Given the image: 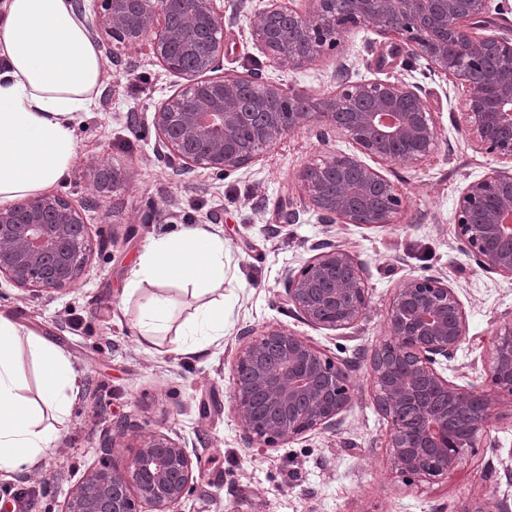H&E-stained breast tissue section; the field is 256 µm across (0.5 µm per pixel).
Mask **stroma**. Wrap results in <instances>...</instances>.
Listing matches in <instances>:
<instances>
[{"label":"stroma","instance_id":"stroma-1","mask_svg":"<svg viewBox=\"0 0 512 512\" xmlns=\"http://www.w3.org/2000/svg\"><path fill=\"white\" fill-rule=\"evenodd\" d=\"M262 0H224L236 13L224 30V70L242 74L261 67L270 81L305 94L310 106L338 88L335 61L323 54L306 68L283 70L253 45L249 30ZM393 40L361 24L348 30L343 49L354 80L399 78L419 83L441 127L434 153L413 165L378 163L406 197L392 225L319 224L300 191L304 169L327 152L352 153L345 137L320 145L308 128L264 149L255 162L228 176L196 169L172 174L156 158L152 112L176 89L146 50L132 64L109 70L94 111L80 115L77 153L53 193L82 214L91 247L80 285L34 294L0 281V311L60 347L80 376L81 391L69 414L54 426L58 438L37 467L0 471V504L20 512H62L67 494L92 471L126 468L133 436L115 439L128 420L136 435L160 432L178 439L193 459V488L175 512H458L469 502L512 505V411L502 410L490 436L497 449L479 447L446 481L404 482L391 467V424L378 410L371 356L384 341V319L398 285L410 276H439L464 304L468 339L448 368L450 380L488 389L487 343L512 310V282L469 265L457 249L455 208L461 190L493 165L456 126L467 95L458 81L429 74L423 63L407 67L408 47L391 55ZM126 170L128 182L97 188L99 166ZM293 203L295 224L279 211ZM149 223H142V216ZM211 225L224 238V283L199 296L173 283H142L125 294L129 271L149 240L187 223ZM329 238L364 263L369 307L357 332L309 325L284 299L288 270L301 267L313 243ZM169 299L170 330L152 350L137 342L135 324L146 297ZM223 303L224 336L204 353L176 352L178 328L204 303ZM284 326L334 360L358 358L352 400L335 428L311 431L281 448H250L235 419L233 365L241 332ZM112 441L102 453L104 441Z\"/></svg>","mask_w":512,"mask_h":512}]
</instances>
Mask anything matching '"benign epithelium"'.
Instances as JSON below:
<instances>
[{"label": "benign epithelium", "instance_id": "7a95c632", "mask_svg": "<svg viewBox=\"0 0 512 512\" xmlns=\"http://www.w3.org/2000/svg\"><path fill=\"white\" fill-rule=\"evenodd\" d=\"M217 0H102L86 31L119 67L125 52L146 44L179 88L155 107L157 159L184 177L197 168L227 176L258 150L314 119L327 143L346 136L355 152L328 155L301 174L318 223L385 227L401 212L398 187L361 157L417 164L433 153L440 131L417 83L344 80L322 111L269 81L259 69L224 72V14ZM266 0L250 29L275 66L295 70L316 52L336 49L349 24L368 23L400 38L432 74L468 88L459 124L494 167L469 182L456 205L459 251L481 270L512 281V33L471 36L509 0ZM257 85L254 97L247 88ZM316 254L284 277L288 305L308 324L355 329L368 307L364 263L325 239ZM89 251L79 211L43 194L0 206V279L32 291L77 285ZM389 339L372 356L378 410L390 419L392 465L403 476L439 482L467 460L503 406L512 408V317L490 342L491 389L475 391L445 371L467 337V314L454 288L417 274L395 291L386 316ZM235 361L234 412L248 445L277 448L336 426L350 402L349 361L335 363L288 328L241 332ZM193 459L166 435L143 438L123 470L92 472L70 492L63 512H169L191 490Z\"/></svg>", "mask_w": 512, "mask_h": 512}]
</instances>
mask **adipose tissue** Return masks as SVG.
I'll use <instances>...</instances> for the list:
<instances>
[{"label":"adipose tissue","mask_w":512,"mask_h":512,"mask_svg":"<svg viewBox=\"0 0 512 512\" xmlns=\"http://www.w3.org/2000/svg\"><path fill=\"white\" fill-rule=\"evenodd\" d=\"M100 51L75 0H0V204L40 195L57 184L76 157V125L104 83ZM178 280L205 294L224 280V241L189 225L153 238L131 268L127 292L145 282ZM168 301L156 295L141 308L138 343L153 348L167 329ZM177 349L206 351L224 335V309L206 304L183 323ZM27 337L44 375L42 407L33 406L16 365ZM79 376L57 347L0 313V470L33 469L53 440L51 419L66 413Z\"/></svg>","instance_id":"adipose-tissue-1"}]
</instances>
